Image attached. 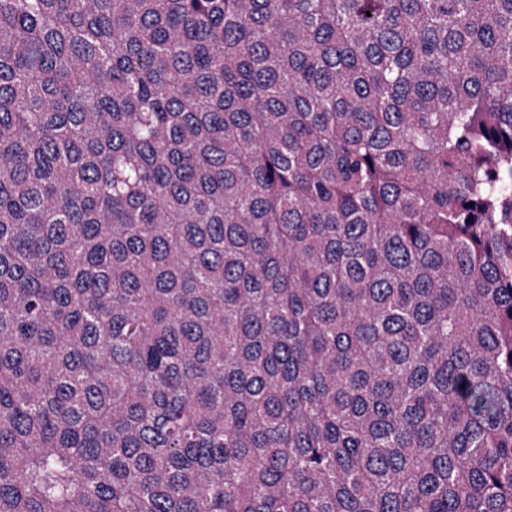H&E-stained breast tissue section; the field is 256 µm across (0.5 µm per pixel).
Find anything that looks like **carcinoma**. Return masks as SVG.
<instances>
[{"label":"carcinoma","mask_w":512,"mask_h":512,"mask_svg":"<svg viewBox=\"0 0 512 512\" xmlns=\"http://www.w3.org/2000/svg\"><path fill=\"white\" fill-rule=\"evenodd\" d=\"M0 512H512V0H0Z\"/></svg>","instance_id":"obj_1"}]
</instances>
